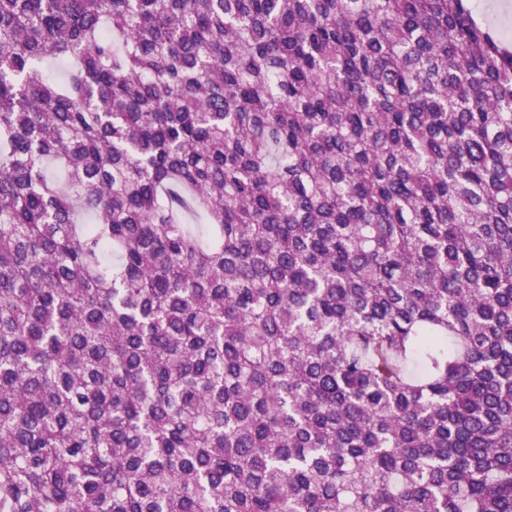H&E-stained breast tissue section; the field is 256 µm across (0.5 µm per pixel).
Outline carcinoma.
<instances>
[{
    "label": "carcinoma",
    "instance_id": "carcinoma-1",
    "mask_svg": "<svg viewBox=\"0 0 512 512\" xmlns=\"http://www.w3.org/2000/svg\"><path fill=\"white\" fill-rule=\"evenodd\" d=\"M0 512H512L466 0H0Z\"/></svg>",
    "mask_w": 512,
    "mask_h": 512
}]
</instances>
